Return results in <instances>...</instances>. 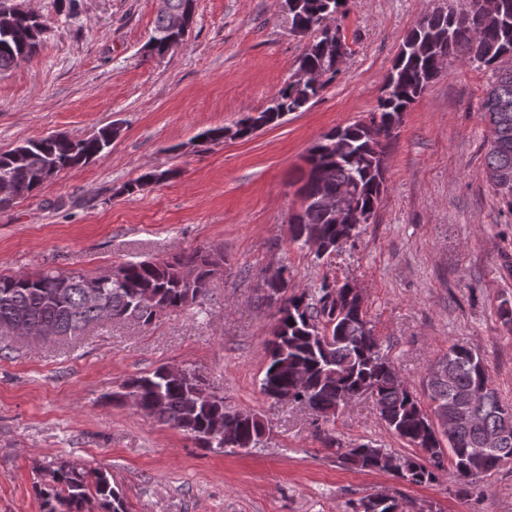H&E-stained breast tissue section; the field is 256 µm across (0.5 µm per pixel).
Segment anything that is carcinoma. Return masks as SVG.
Segmentation results:
<instances>
[{"label": "carcinoma", "instance_id": "cac0c4a2", "mask_svg": "<svg viewBox=\"0 0 512 512\" xmlns=\"http://www.w3.org/2000/svg\"><path fill=\"white\" fill-rule=\"evenodd\" d=\"M188 2L166 0L165 10L158 13L151 35L159 41L158 55L165 51L172 14ZM349 2L296 0L288 11L292 31L302 36L317 32L325 12L343 14ZM483 2L469 0L468 8L461 11L437 9L425 16L426 29L417 27L407 35L390 86L382 91L372 112L380 118L377 127L358 121L333 129L309 149L308 167L298 179V194L309 204L303 224L292 225L293 240L315 245L319 253L325 243L337 250L355 236L354 225L337 223L334 216L315 207L316 200L332 197L340 208L373 216L386 189V149L402 114L446 67L460 62L489 68L512 56V0H497L492 15L484 13ZM10 28L8 33L0 29V71L30 59L40 43L41 30L27 17L10 16ZM321 43L319 37H313L298 64L323 72L326 83H284L271 98L273 104L260 111L258 120L264 125L275 126L283 114L301 111L336 79L347 47L342 42L336 46V55L327 56ZM481 112L491 133L483 174L512 214V181L494 180L499 171L512 172V69L498 70ZM111 144L110 126L76 141L65 133L30 139L25 141L27 157L21 168L14 166L11 152L0 153V179H9L15 193L25 198L38 189L34 173L87 164L102 157ZM164 175L159 170L145 172L123 185L122 191L131 195L161 182ZM222 266L224 254L205 248L170 261L128 262L123 265L120 285L103 286L109 308L106 317L85 300L83 285L90 277L84 274L54 270L0 274V325L52 326L67 339L77 338L89 326L105 320L150 326L165 313L208 300V284ZM61 279L67 280L69 287H57ZM288 288L287 281L283 288L286 305L277 310L272 338L265 345L267 367L260 380L261 393L271 400L286 396L324 421L335 417L348 401L371 395L385 426L421 452L419 456H397L371 442L360 443L339 455L341 464L359 471L389 473L420 485L436 481L446 462L465 483L499 467L495 450L481 447V442L486 434L503 431L504 418L512 419V406L501 401L482 355L461 344L451 345L439 360L444 377H427L426 409L381 352L350 282L325 280L311 295L305 291L290 295ZM205 387L200 374L192 371L188 377H176L162 364L124 382L112 393V400L123 404L126 396H136L139 412L194 435L204 448L220 450L224 443L254 448L269 437L271 429L258 414L228 408L222 396H201ZM34 491L41 512H88L93 500L102 512H127L108 472L68 460L50 463ZM365 502L371 509L364 512H403L392 497L360 500Z\"/></svg>", "mask_w": 512, "mask_h": 512}]
</instances>
